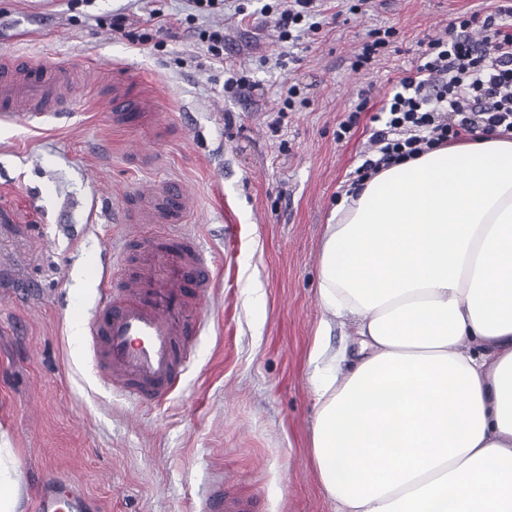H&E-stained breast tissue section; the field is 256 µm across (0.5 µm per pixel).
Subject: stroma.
<instances>
[{
  "instance_id": "stroma-1",
  "label": "stroma",
  "mask_w": 512,
  "mask_h": 512,
  "mask_svg": "<svg viewBox=\"0 0 512 512\" xmlns=\"http://www.w3.org/2000/svg\"><path fill=\"white\" fill-rule=\"evenodd\" d=\"M268 0H224L223 14L182 21L163 46L131 45L121 18L155 31L139 0H0V55L38 54L95 74L98 92L131 81L151 99L138 127H114L84 106L68 122L0 125V447L19 470L17 512H32L40 479H79L93 512H199L211 472L265 512H336L313 459V345L355 347L351 322L321 330L318 293L325 224L347 188L371 124L336 132L360 90L378 109L417 44L459 12L490 0H381L351 10L329 0L337 23L280 45ZM224 28L215 61L201 29ZM397 30L388 54L352 71L366 33ZM259 85L224 88L230 70ZM297 83L305 105L282 111ZM279 120L278 132L269 124ZM164 175L193 190L197 208L171 235L196 237L215 262V286L181 383L139 402L99 381L89 321L112 249L133 252L147 227L112 220L122 194ZM237 227L234 241L225 225Z\"/></svg>"
}]
</instances>
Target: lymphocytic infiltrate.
Wrapping results in <instances>:
<instances>
[{
    "mask_svg": "<svg viewBox=\"0 0 512 512\" xmlns=\"http://www.w3.org/2000/svg\"><path fill=\"white\" fill-rule=\"evenodd\" d=\"M278 39L318 33L322 0H279ZM374 155L357 168L366 180L465 135H512V0L487 14L449 21L418 44L415 67L403 72L372 115Z\"/></svg>",
    "mask_w": 512,
    "mask_h": 512,
    "instance_id": "f902f5d3",
    "label": "lymphocytic infiltrate"
}]
</instances>
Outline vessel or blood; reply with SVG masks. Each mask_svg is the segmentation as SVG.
Wrapping results in <instances>:
<instances>
[{
	"label": "vessel or blood",
	"mask_w": 512,
	"mask_h": 512,
	"mask_svg": "<svg viewBox=\"0 0 512 512\" xmlns=\"http://www.w3.org/2000/svg\"><path fill=\"white\" fill-rule=\"evenodd\" d=\"M68 67L35 57L0 59V122L28 124L73 115L81 102L109 114L113 123L139 122L138 97L124 86L112 93L82 94L70 88ZM139 207L125 214L132 224H183L195 209L188 188L161 177L138 190ZM214 286L213 263L194 237L170 236L144 248L135 275L107 282L89 326L94 358L112 384L140 401H159L174 391L190 360L189 336L200 320ZM82 487L68 478L45 483L37 512H84ZM252 502L231 496L223 481H214L202 512H253Z\"/></svg>",
	"instance_id": "vessel-or-blood-1"
}]
</instances>
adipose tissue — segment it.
Masks as SVG:
<instances>
[{"instance_id": "1", "label": "adipose tissue", "mask_w": 512, "mask_h": 512, "mask_svg": "<svg viewBox=\"0 0 512 512\" xmlns=\"http://www.w3.org/2000/svg\"><path fill=\"white\" fill-rule=\"evenodd\" d=\"M320 301L354 360L311 353L336 512H512V138L445 144L342 194Z\"/></svg>"}]
</instances>
